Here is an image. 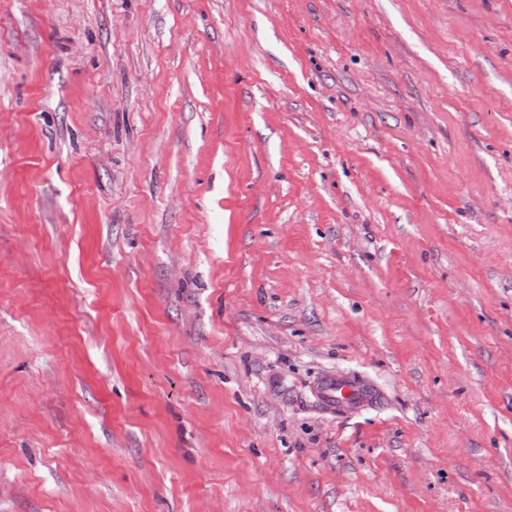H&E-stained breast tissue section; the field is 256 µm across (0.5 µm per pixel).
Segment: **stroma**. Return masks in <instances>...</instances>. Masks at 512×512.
<instances>
[{
  "instance_id": "obj_1",
  "label": "stroma",
  "mask_w": 512,
  "mask_h": 512,
  "mask_svg": "<svg viewBox=\"0 0 512 512\" xmlns=\"http://www.w3.org/2000/svg\"><path fill=\"white\" fill-rule=\"evenodd\" d=\"M0 512H512V0H0ZM370 386V387H369ZM356 377L327 376L315 384L318 401L328 411H357L376 401V390Z\"/></svg>"
}]
</instances>
